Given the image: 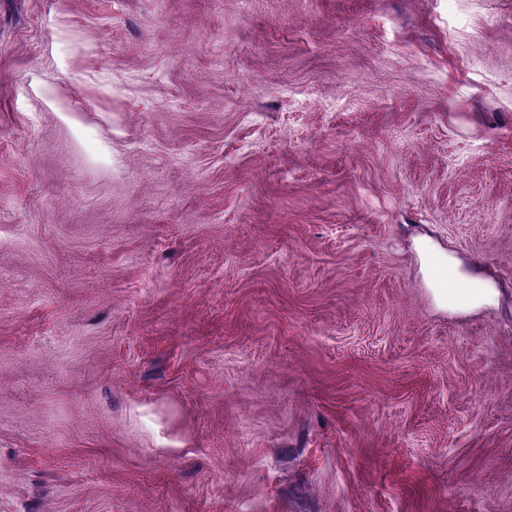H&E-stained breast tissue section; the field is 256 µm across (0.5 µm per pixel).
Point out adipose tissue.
Here are the masks:
<instances>
[{
  "label": "adipose tissue",
  "instance_id": "obj_1",
  "mask_svg": "<svg viewBox=\"0 0 512 512\" xmlns=\"http://www.w3.org/2000/svg\"><path fill=\"white\" fill-rule=\"evenodd\" d=\"M418 252L436 301L451 312H470L497 304L499 290L484 275L466 269L430 239H419Z\"/></svg>",
  "mask_w": 512,
  "mask_h": 512
}]
</instances>
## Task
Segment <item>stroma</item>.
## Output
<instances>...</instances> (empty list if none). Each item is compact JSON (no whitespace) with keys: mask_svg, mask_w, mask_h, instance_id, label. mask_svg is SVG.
Segmentation results:
<instances>
[{"mask_svg":"<svg viewBox=\"0 0 512 512\" xmlns=\"http://www.w3.org/2000/svg\"><path fill=\"white\" fill-rule=\"evenodd\" d=\"M0 512H512V0H0ZM417 248L428 284L442 307L451 312H470L498 303L499 290L491 279L466 269L428 238H420Z\"/></svg>","mask_w":512,"mask_h":512,"instance_id":"stroma-1","label":"stroma"}]
</instances>
